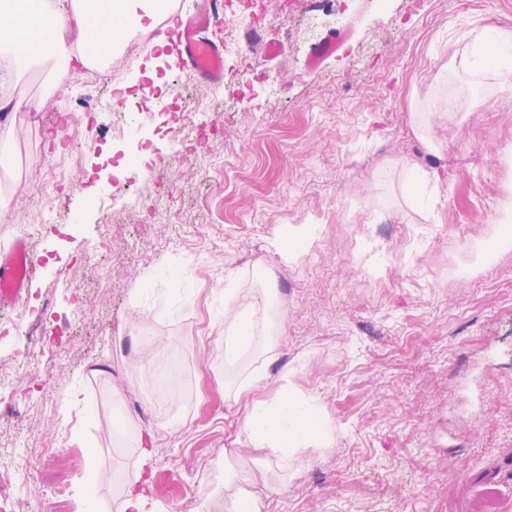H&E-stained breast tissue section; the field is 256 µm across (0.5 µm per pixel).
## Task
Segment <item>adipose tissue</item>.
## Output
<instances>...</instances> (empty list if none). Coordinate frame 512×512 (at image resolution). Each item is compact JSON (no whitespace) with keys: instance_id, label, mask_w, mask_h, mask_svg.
I'll list each match as a JSON object with an SVG mask.
<instances>
[{"instance_id":"obj_1","label":"adipose tissue","mask_w":512,"mask_h":512,"mask_svg":"<svg viewBox=\"0 0 512 512\" xmlns=\"http://www.w3.org/2000/svg\"><path fill=\"white\" fill-rule=\"evenodd\" d=\"M165 0H69L61 9L60 0H28L19 11L12 0H0V48L15 59L31 65L55 56L70 63L68 44L80 49L79 60L111 59L118 44L117 25L145 28L165 12ZM501 61L488 67L483 59H473L469 68L474 78L492 74L498 79L499 94L512 97V31L492 39ZM284 313L275 309L270 297L258 288H234L224 306V364L235 367L246 355L255 362L228 384L235 400L245 401L248 413L241 432L250 444L252 458L275 456L290 460L305 448L332 444L335 434L328 427H314L316 412L309 409L296 392L261 397L264 364L276 348V332Z\"/></svg>"}]
</instances>
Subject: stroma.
I'll return each mask as SVG.
<instances>
[{
    "label": "stroma",
    "mask_w": 512,
    "mask_h": 512,
    "mask_svg": "<svg viewBox=\"0 0 512 512\" xmlns=\"http://www.w3.org/2000/svg\"><path fill=\"white\" fill-rule=\"evenodd\" d=\"M239 23L227 80L176 79L174 56L130 29L111 63L18 71L25 112L0 118V252L40 258L18 336L0 366L34 360L51 388L0 391V498L7 512H55L39 476L18 481L19 449H63L66 502L126 512H224V471L247 478L262 512H478L495 493L512 512V98L473 84L463 61L488 30H512V0H264ZM410 40H403V33ZM336 51L311 66L315 47ZM277 40L279 53L266 43ZM456 43L462 59L450 60ZM101 97L85 110L86 81ZM155 81L170 111L116 134L130 104L117 78ZM455 93L460 110L424 144L413 105ZM215 126L183 153L171 115ZM145 143L137 170L112 167ZM75 155L82 186L40 206L44 172ZM313 236L284 262L288 231ZM114 241L97 252L100 235ZM265 269L285 310L266 391L295 387L336 441L264 467L245 447L244 403L224 392L225 291ZM163 337L150 359L140 329ZM144 437L115 445L113 426ZM149 459H142V451Z\"/></svg>",
    "instance_id": "obj_1"
}]
</instances>
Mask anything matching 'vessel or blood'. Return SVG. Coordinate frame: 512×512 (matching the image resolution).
<instances>
[{
  "label": "vessel or blood",
  "mask_w": 512,
  "mask_h": 512,
  "mask_svg": "<svg viewBox=\"0 0 512 512\" xmlns=\"http://www.w3.org/2000/svg\"><path fill=\"white\" fill-rule=\"evenodd\" d=\"M224 12V0H202L196 12L187 16L177 34L176 46L184 65L194 76L219 83L224 77V48L213 41L209 29ZM39 265L37 255L24 241L0 253V300L19 301Z\"/></svg>",
  "instance_id": "obj_1"
}]
</instances>
